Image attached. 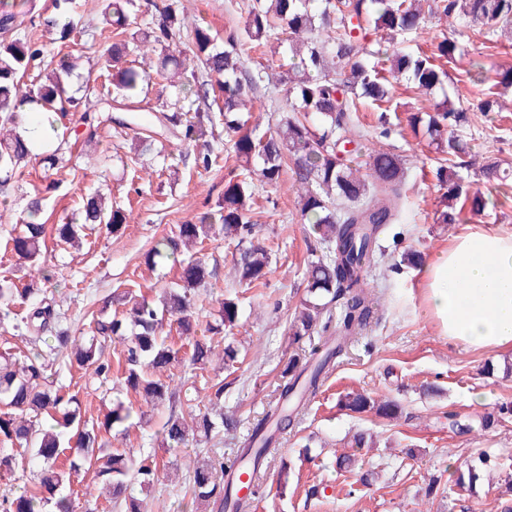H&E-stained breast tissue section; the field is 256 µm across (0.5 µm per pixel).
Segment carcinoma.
<instances>
[{"mask_svg": "<svg viewBox=\"0 0 512 512\" xmlns=\"http://www.w3.org/2000/svg\"><path fill=\"white\" fill-rule=\"evenodd\" d=\"M75 0H54L55 13L38 16L29 31H19L16 14H0V185L22 179L32 159V143L20 128L26 122L45 124L40 116L18 111L24 103H36L51 114L59 144L39 155L44 169H61L62 151L78 124H115L133 132L132 145L138 154L154 149L160 137L156 126L175 131L186 140H199L222 118L224 130L233 135L234 152L246 171L257 165L258 182L275 185L288 167H293L300 191V214L310 224L329 253L317 255L306 268L307 296L288 324L293 353L280 370L276 386L277 407L259 420L243 441L237 460L254 475L247 499L234 493L236 472H224V465L209 459L196 461L185 486V494L204 506L205 512H247L251 501L263 495L260 473L266 448L276 436L292 425L294 415L317 395L325 375L340 358L348 341L368 331L376 320V308L367 292V271L384 255L381 235L401 220L404 207L405 169L401 156L380 146L369 149L366 133L356 112L367 102L380 112L379 137L389 138L393 123L387 113L393 105L394 83L403 79L418 96L429 97L444 87L448 71L460 51L458 40L443 33L431 52L419 40L428 23L448 20L477 24L494 36L512 34V0H248L243 5V26L220 34L204 23L191 31L192 53L197 66L207 75L194 93V115L175 112L140 113L141 96L155 79L183 69V61L169 53L167 44L185 27L184 14L172 3H151L155 13L145 27L136 21V0H98L109 26V60L94 79H87L75 91L65 77L75 65L72 55L47 54L42 37L56 32L66 43L75 33ZM276 41L290 54L287 69L279 78L285 106L277 109L276 135H266L247 126L242 112L250 96L266 82L262 69L248 70L244 55L249 48ZM138 52L136 66L127 60ZM29 84H24V79ZM94 99L124 105L128 117L91 112ZM467 122L466 112L448 104H434L432 110L412 112L407 126L435 145V177L446 188L448 203L436 215L438 224H458L461 214L485 212L489 201L473 191L457 169L469 165L470 147L456 130ZM363 153L365 168L352 165L349 155ZM219 154L211 148L197 152L194 167L204 171L217 165ZM485 177L499 185L512 178V162L487 157L482 164ZM256 182V183H258ZM66 180H47L45 188L33 187L25 218L7 239L5 251L29 261L41 257L47 248L46 225L38 221L47 194L59 190ZM256 183L252 177L231 178L215 206L199 213L195 220L180 224L176 232L156 242L145 254V263L157 265L173 259L179 263L178 277L163 289L160 304L151 305L130 291L113 293L99 314L91 315L90 334L73 336L59 329L50 352L40 351L19 360L0 354V474H14L17 460L27 459L37 469L33 486L0 497V512H75L69 491L74 478L93 468L108 487L121 512H145L143 499L134 486L150 487L157 463L146 456L136 459L123 448L100 441V431H111L131 419V410L118 401L104 420L89 428L82 423V403L75 394L48 385V370L58 359L80 371L108 378L112 361L105 356L104 342L123 346L124 368L120 382L142 395L151 405L179 401L170 385L156 373L178 359L179 350L163 336L164 314L174 318L177 331L193 339L190 365L205 369L214 353L213 337L236 326V299H220L218 320L200 325L191 311L192 297L213 276L200 257L204 243L216 232L237 241L233 259L238 283L257 287L265 284L272 262V249L255 235L249 201ZM126 224L125 210L112 200L111 191L97 190L81 198L69 221L57 224L53 240L58 246H78L88 233L102 228L119 235ZM51 275L23 287L7 277L0 278V325L11 326L33 345L42 341L56 320L53 305L40 300L23 312L10 301H28L50 282ZM339 305L333 314L332 304ZM210 408L194 416L196 440L206 443L224 430L236 427L224 415V381L210 386ZM342 409L353 414L372 413L385 420L401 414L393 400L377 401L364 393H348L340 400ZM163 433L170 448L186 444L183 421L170 413ZM492 468L487 456L479 465L470 464L458 474L460 484L476 482L478 468Z\"/></svg>", "mask_w": 512, "mask_h": 512, "instance_id": "1", "label": "carcinoma"}]
</instances>
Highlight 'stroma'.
Listing matches in <instances>:
<instances>
[{
	"label": "stroma",
	"instance_id": "obj_1",
	"mask_svg": "<svg viewBox=\"0 0 512 512\" xmlns=\"http://www.w3.org/2000/svg\"><path fill=\"white\" fill-rule=\"evenodd\" d=\"M242 2L174 0L188 20L204 19L221 32L239 22ZM104 26L99 10L82 12L70 45L71 52L81 58L82 72L97 73L104 63ZM456 37L464 53L448 67L446 91L455 107L468 116L461 134L475 155L512 161V91L501 97L503 111L484 113L476 107L479 87L460 81L475 64L488 81L500 65L512 64V38L493 42L479 27L463 23L457 24ZM75 135L77 148L66 155L65 162L78 174L50 195L43 220L65 222L81 196L106 184L113 199L126 208L127 222L119 236L102 230L86 238L80 248L50 249L40 258L55 274L43 294L58 312L60 327L74 333L87 322L88 312L99 310L104 297L117 287L139 285L148 300L158 301L177 271L170 265H145V252L157 239L214 206L225 181L241 172L233 142L220 126L209 143L222 160L201 173L193 167V157L201 148L197 142L167 137L164 155L158 158L135 155L130 140L105 125L92 131L81 125ZM386 145L406 161L408 205L401 222L390 225L382 237L384 259L368 273L379 322L350 339L316 398L269 448L262 475L265 493L253 502L251 512H501L502 502H512V413L498 412L502 403L512 402V373L507 370L512 360L490 351L463 350L441 336L425 313L420 269L391 267L404 249H415L428 261L457 235L486 228L512 232V186H493L475 167L460 169L465 182L489 196L490 205L484 215L467 216L463 223L438 224L434 213L442 192L434 175L433 152L406 133L392 134ZM43 175L42 165L33 162L24 180L0 187V238L19 223L27 194ZM251 209L261 236L272 247L265 285L250 288L236 281L232 272L236 244L220 236L204 248L215 274L193 298L203 323L217 319L221 298H238L239 322L226 334L238 352L237 364L226 369L224 350L219 347L203 374L195 375L188 366L187 340L174 332L169 335L180 354L166 374L173 389L187 394L190 406L147 408L140 395L115 390L114 378L120 375L123 360L122 346L116 342L105 345L113 362L110 379L68 369L60 361L49 372L55 386L78 394L86 424L100 421L118 398L143 409L140 423L113 436L111 442L155 458L158 479L140 493L147 512L161 507L168 512H201L181 492L190 457L231 464L241 440L273 405L280 364L291 352L288 321L307 294L305 271L317 242L310 226L300 221L293 171H286L279 184L258 187ZM218 380L226 384L224 412L235 419V428L205 444L191 439L184 448L169 449L162 431L169 414L185 418L190 410L205 408L208 385ZM479 390L488 391L489 398L476 406L471 395ZM350 391L394 399L402 412L398 419L387 421L341 410L336 401ZM450 412L460 430L449 428L446 415ZM490 413L496 421L492 428H483V419ZM359 433L371 435L372 445L352 448L351 441ZM347 450L357 459L351 473L336 465L337 455ZM483 453L497 458V467L475 486H458L459 470ZM283 469L288 472L284 489L279 486ZM433 478L439 479L442 492L429 497L425 487ZM315 485L320 495H310Z\"/></svg>",
	"mask_w": 512,
	"mask_h": 512
}]
</instances>
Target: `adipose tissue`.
<instances>
[{
	"mask_svg": "<svg viewBox=\"0 0 512 512\" xmlns=\"http://www.w3.org/2000/svg\"><path fill=\"white\" fill-rule=\"evenodd\" d=\"M421 277L441 335L465 350L512 353V233L458 235Z\"/></svg>",
	"mask_w": 512,
	"mask_h": 512,
	"instance_id": "1",
	"label": "adipose tissue"
}]
</instances>
